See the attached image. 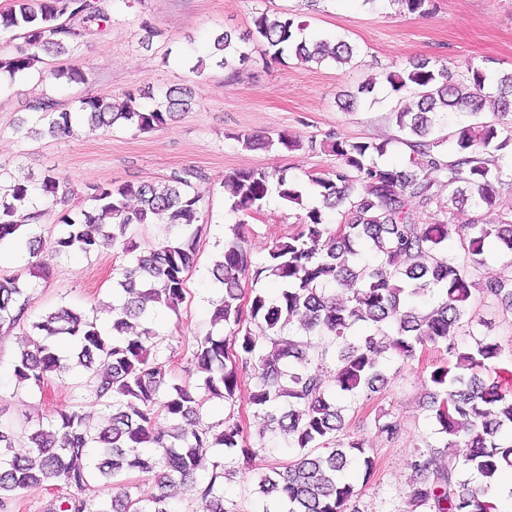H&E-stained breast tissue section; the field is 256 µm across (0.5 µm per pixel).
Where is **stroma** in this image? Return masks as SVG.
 <instances>
[{
	"label": "stroma",
	"mask_w": 512,
	"mask_h": 512,
	"mask_svg": "<svg viewBox=\"0 0 512 512\" xmlns=\"http://www.w3.org/2000/svg\"><path fill=\"white\" fill-rule=\"evenodd\" d=\"M112 18L107 26L83 16L68 18L78 37L68 53L42 54L25 75L0 76V185L28 175L31 200L40 213L27 225L31 234L50 238L64 217L88 209V189L97 184L126 181L158 182L172 173L194 169L203 180L194 187L203 197L198 264L189 275L188 295L179 312L158 311L154 320L161 353L169 363L172 382L195 381L190 350L211 329V302L220 295L212 275L232 217L221 183L235 170H287L300 182L309 175L330 172L336 165L327 152L287 151L280 146L246 150L239 133L276 135L285 130L303 140H322L333 133L347 140L388 141L386 163L409 164L410 151L399 144L392 111L412 103L411 94H392L377 86L378 101L351 112L337 105L339 94L384 68L411 57L455 65L476 63L491 71L512 70V0H431L428 14H409L391 0H99ZM288 12L302 22L309 38L341 37L355 44L358 55L346 67L300 64L293 55L273 58L261 44L249 45L250 61L237 75L208 65L193 72V61L204 55L216 34L242 36L252 29L260 12ZM78 67L83 83L55 80L51 72ZM174 86L195 92L191 111L167 128L139 134L120 126L107 131L75 130L70 135L46 134V120L33 111L42 97L59 108L74 109L81 98H122L130 90L151 89L153 102L163 100ZM39 127L29 135V127ZM54 173L71 187L65 202L52 204L41 187L46 173ZM304 212L274 198L249 219L244 228L254 259H263L276 239L291 234ZM49 280L37 281L30 291L27 322L12 330L0 329V424L35 426L48 423L57 410L76 404L100 420L104 407L86 387L83 376L52 377L42 389L18 386L13 361L33 322L62 306L93 310L100 325L112 317L113 286L122 265L121 251L104 248L90 255H46ZM443 354L427 347L414 360L388 362L387 386L371 398L348 404L341 439H361L376 467L356 506L359 512H405L402 491L413 480L411 461L437 436L425 404L432 387L428 376ZM396 416L402 429L392 440L375 428L378 413ZM235 413L246 420L251 435L262 436L267 448L251 462L236 460L233 478L224 483V498L236 512H262L255 494L260 474L277 462L294 458L287 440L271 430L246 399H238Z\"/></svg>",
	"instance_id": "stroma-1"
}]
</instances>
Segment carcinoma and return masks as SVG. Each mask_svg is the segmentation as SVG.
Masks as SVG:
<instances>
[{"label": "carcinoma", "mask_w": 512, "mask_h": 512, "mask_svg": "<svg viewBox=\"0 0 512 512\" xmlns=\"http://www.w3.org/2000/svg\"><path fill=\"white\" fill-rule=\"evenodd\" d=\"M65 15L111 20L97 0H12L0 11V35L24 28L25 46L0 54V71L22 75L44 51L67 53L77 33L62 22ZM253 25L248 39L277 57L289 52L302 64L345 66L356 56V47L344 39L307 38L292 17L261 12ZM213 48L210 56L220 58L233 76L248 60L228 31L214 37ZM381 82L394 93L414 94V105L393 111V118L402 133L398 142L425 158L423 165L380 164L387 142L330 134L323 149L336 157V167L307 185L284 170L249 168L224 176L234 223L212 271L223 293L213 302L211 331L191 351L194 383L169 381L153 315L162 307L177 311L187 297L202 232L203 196L192 182L201 179L198 172L188 169L158 183L92 186L90 210L65 218L62 232L47 244L21 231L22 223L39 216L29 212L28 185L17 181L0 189V244L23 246L31 257L46 247L55 255H89L104 245L133 255L116 281L112 333L102 332L88 311L62 306L33 323L34 334L23 341L13 368L19 383L40 388L72 366L86 376L107 414L95 425L79 405L58 410L49 428L24 430L26 455L13 452L17 433L0 427V512H8L15 495L48 481L80 491L91 480L115 486L134 473L154 477L158 493L143 502L122 491L107 509L73 494L60 499L55 512H171V500L181 491L200 512H230L221 480L231 470L223 464L208 479H198L203 452L224 448L249 460L266 448L251 442L247 424L237 416L228 415L219 431L202 417L214 399L236 404L250 382L248 404L298 449L296 459L260 477L257 494L270 501L263 512L271 505L283 512H357L360 490L342 473L357 458L366 481L375 463L363 442L336 439L344 426L338 400L371 398L388 382L386 361L412 360L428 345L448 354L429 374L430 419L443 450L430 445L416 456V480L403 497L420 512H486L480 497L490 486L475 484L473 477L491 479L512 469V372L499 367V341L464 346L458 336L474 322L477 293L490 297L512 326V270L481 276L489 249L512 253V215L497 224L477 216L458 224L455 211L468 204L491 208L501 191L512 189V71L496 75L477 64L451 68L411 60L383 72ZM374 89L373 82L359 86L338 100L339 108L355 110ZM145 97L143 90L125 94L120 103L86 97L76 112L59 110L44 97L33 109L48 118L52 134L69 132L78 122L91 130L120 124L149 133L166 128L193 104L184 88L170 90L152 108L138 104ZM462 106L472 107L475 120L440 135L444 114ZM484 110L491 119L476 118ZM236 140L250 150L304 147L287 131L274 139L244 133ZM447 140L452 149L445 157L439 147ZM443 187L447 217L434 221L428 208ZM272 192L304 207L305 214L294 233L277 239L256 261L243 228ZM334 210L344 218L340 232L326 220ZM157 220L194 231L140 249L133 227ZM451 239L464 257L448 252ZM367 248L377 261H363ZM246 278L254 284L272 278L279 293L270 297L255 287L247 296L241 286ZM428 293L441 295L430 310L407 304ZM28 307L20 276L0 277V327L20 324ZM328 357L335 362L330 385L313 366ZM375 427L392 440L401 422L383 413Z\"/></svg>", "instance_id": "carcinoma-1"}]
</instances>
